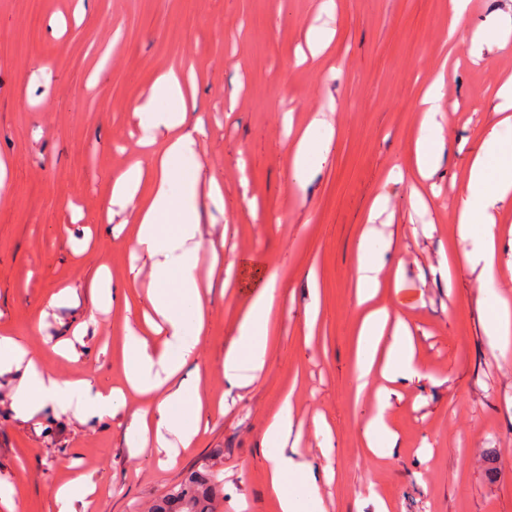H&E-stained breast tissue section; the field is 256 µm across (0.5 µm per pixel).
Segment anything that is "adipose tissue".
<instances>
[{
    "mask_svg": "<svg viewBox=\"0 0 512 512\" xmlns=\"http://www.w3.org/2000/svg\"><path fill=\"white\" fill-rule=\"evenodd\" d=\"M445 87V78L437 77L416 103L421 123L411 161L425 179L444 160L446 135L440 112ZM194 97V85L184 71L171 68L157 77L150 96L132 107L140 120L139 144L147 155L113 174L110 183V207L132 212L131 252L148 262L151 314L146 322L154 336L149 339L130 329L123 338L128 390L60 376L13 337H0V373L13 369L22 373L13 395L18 415L60 409L85 420L102 421L125 406V393L130 390L145 399L130 420L139 447L156 448L170 464L179 448L196 441L203 414L212 407L198 364L210 320L200 259L208 257L214 268L224 261L214 241L204 240L201 229L200 196L208 195L218 204L224 195L216 178L204 176L199 147L203 125L188 121ZM499 97V118L473 155L466 190L456 202L460 234L474 241L469 261L480 268L488 284L512 279V262L503 266L496 260V212L512 201V78L502 85ZM331 143V134L321 133L315 125L298 138L290 159L295 187H306L314 171L326 162ZM392 245L370 222L363 226L356 248L357 304L362 309L357 379L364 386L378 375L388 382L377 393L376 413L361 427L367 447L375 453L395 447L398 438L386 415L389 384L422 375L408 323L387 308L371 304L380 286L384 255ZM276 294L275 280H268L241 313L220 363L228 387H249L264 372ZM485 304L496 348L503 354L511 352L512 303L492 291ZM294 430L293 395L288 392L262 437L267 494L277 512H325L318 478L293 442Z\"/></svg>",
    "mask_w": 512,
    "mask_h": 512,
    "instance_id": "adipose-tissue-1",
    "label": "adipose tissue"
}]
</instances>
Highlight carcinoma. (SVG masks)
Listing matches in <instances>:
<instances>
[{"mask_svg":"<svg viewBox=\"0 0 512 512\" xmlns=\"http://www.w3.org/2000/svg\"><path fill=\"white\" fill-rule=\"evenodd\" d=\"M224 495V481L205 468L193 470L169 488L152 506L151 512H217Z\"/></svg>","mask_w":512,"mask_h":512,"instance_id":"1","label":"carcinoma"}]
</instances>
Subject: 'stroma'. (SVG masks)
<instances>
[{
  "instance_id": "obj_1",
  "label": "stroma",
  "mask_w": 512,
  "mask_h": 512,
  "mask_svg": "<svg viewBox=\"0 0 512 512\" xmlns=\"http://www.w3.org/2000/svg\"><path fill=\"white\" fill-rule=\"evenodd\" d=\"M322 3L87 0L79 21L77 0H43L35 28L23 32L16 0H0L7 55L0 60V159L8 165L0 187V337L18 338L59 375L123 385L121 340L127 328L142 326L149 304L145 288L128 287L130 215L103 217L108 178L139 151L132 104L170 67H194L205 172L224 181L223 203L201 202L203 237L223 243L234 264L214 278L199 359L224 409L212 411L195 445L171 465L154 449L134 450V395L101 422L61 412L18 416L12 395L21 375L2 373L0 485L13 493L0 512H56L53 492L70 477L65 459L96 483V512H147L206 464L221 471L224 512H274L261 441L287 391L303 456L315 473L333 468L322 486L327 512H373L360 506L372 482L393 512H512V359L487 333V290L465 259L473 245L460 237L456 218L470 159L512 76V0H472L453 35L448 0H334L330 48L299 63ZM497 12L509 17L499 44L474 51V31ZM186 13L193 27L178 25ZM446 63L445 160L421 184L425 204L416 207L408 166L420 123L416 101ZM102 99L110 111H97ZM316 119L333 129L329 158L297 190L290 155ZM380 195L387 208L375 224L394 248L374 302L410 324L425 373L398 385L388 414L399 441L382 457L361 433L377 408L376 391L358 392L354 375L355 242ZM102 265L127 298L74 342ZM271 278L277 301L267 367L253 385L228 390L218 372L224 349L239 311ZM62 288L74 298L49 306ZM69 340L73 355H57L55 345ZM318 414L332 426L327 458L308 436Z\"/></svg>"
}]
</instances>
